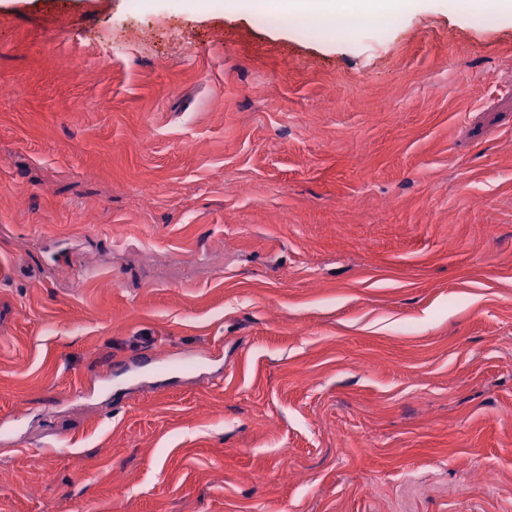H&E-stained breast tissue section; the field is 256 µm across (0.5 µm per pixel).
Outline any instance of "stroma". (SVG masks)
Wrapping results in <instances>:
<instances>
[{
	"instance_id": "stroma-1",
	"label": "stroma",
	"mask_w": 512,
	"mask_h": 512,
	"mask_svg": "<svg viewBox=\"0 0 512 512\" xmlns=\"http://www.w3.org/2000/svg\"><path fill=\"white\" fill-rule=\"evenodd\" d=\"M262 16L0 0V512H512V16Z\"/></svg>"
}]
</instances>
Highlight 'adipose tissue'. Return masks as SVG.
Returning a JSON list of instances; mask_svg holds the SVG:
<instances>
[{"label":"adipose tissue","instance_id":"adipose-tissue-1","mask_svg":"<svg viewBox=\"0 0 512 512\" xmlns=\"http://www.w3.org/2000/svg\"><path fill=\"white\" fill-rule=\"evenodd\" d=\"M258 4L307 20L345 23L362 13L381 22L395 11L409 6L411 0H257Z\"/></svg>","mask_w":512,"mask_h":512}]
</instances>
